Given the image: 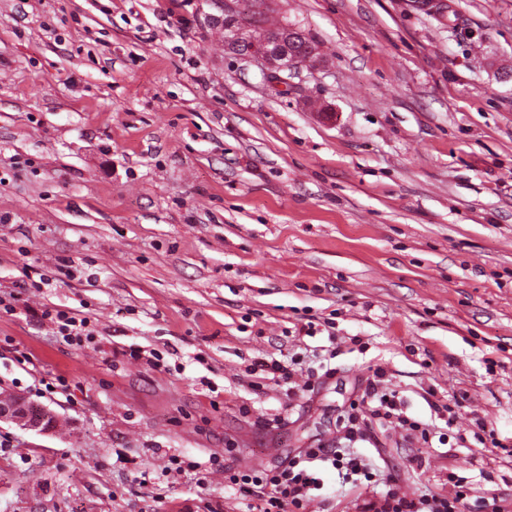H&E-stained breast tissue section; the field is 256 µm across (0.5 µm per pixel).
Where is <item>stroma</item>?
<instances>
[{
    "label": "stroma",
    "mask_w": 512,
    "mask_h": 512,
    "mask_svg": "<svg viewBox=\"0 0 512 512\" xmlns=\"http://www.w3.org/2000/svg\"><path fill=\"white\" fill-rule=\"evenodd\" d=\"M379 368L429 443L345 440ZM0 392L57 417L0 424V512H253L225 466L318 446L512 502V0H0ZM277 51L273 50L272 46L264 47L259 51L255 52L253 56L248 57L247 59L253 61L257 65H259L265 72L266 76L269 77V80L275 84L276 86H281L286 88L288 86V72H284L286 76L281 75V73H275L272 68L275 64L273 58L276 55ZM276 76L277 79H273L270 76ZM56 318L64 321V323L60 325V333L64 342L79 346L83 342V336H86V340L92 338L91 336H93V332L87 331V333H85V328L87 326L86 320H80V324L77 325L75 318L67 317L64 312H57Z\"/></svg>",
    "instance_id": "1"
}]
</instances>
